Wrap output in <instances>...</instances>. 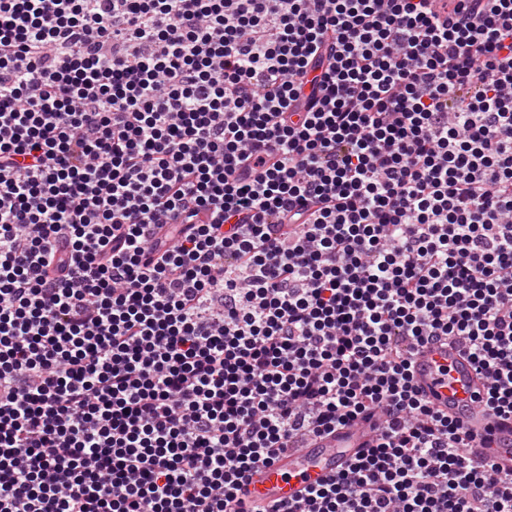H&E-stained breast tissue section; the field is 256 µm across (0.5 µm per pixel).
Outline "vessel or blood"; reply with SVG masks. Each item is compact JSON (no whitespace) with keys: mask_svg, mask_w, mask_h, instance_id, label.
Segmentation results:
<instances>
[{"mask_svg":"<svg viewBox=\"0 0 512 512\" xmlns=\"http://www.w3.org/2000/svg\"><path fill=\"white\" fill-rule=\"evenodd\" d=\"M413 376L422 394L447 412L458 424L482 433L484 418L475 400L484 382L471 360L457 346L444 341L429 344L415 359ZM372 422L358 421L302 448L289 449L252 473L243 498L247 507H270L303 497L339 471L347 460L377 439ZM488 456L512 459V426L497 424Z\"/></svg>","mask_w":512,"mask_h":512,"instance_id":"obj_1","label":"vessel or blood"}]
</instances>
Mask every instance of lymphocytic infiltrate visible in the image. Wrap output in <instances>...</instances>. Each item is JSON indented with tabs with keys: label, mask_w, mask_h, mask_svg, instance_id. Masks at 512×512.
<instances>
[{
	"label": "lymphocytic infiltrate",
	"mask_w": 512,
	"mask_h": 512,
	"mask_svg": "<svg viewBox=\"0 0 512 512\" xmlns=\"http://www.w3.org/2000/svg\"><path fill=\"white\" fill-rule=\"evenodd\" d=\"M512 0H0V512H512ZM413 376L422 394L467 431L482 434L484 418L475 401L484 382L471 360L448 341L429 344L415 359ZM373 422L357 421L306 447L290 448L255 469L243 495L247 510H255L256 505L268 509L303 497L307 490L339 471L352 455L373 444L379 434ZM492 448H475L492 458L503 459L510 464L512 459V428L507 424H494Z\"/></svg>",
	"instance_id": "obj_1"
}]
</instances>
